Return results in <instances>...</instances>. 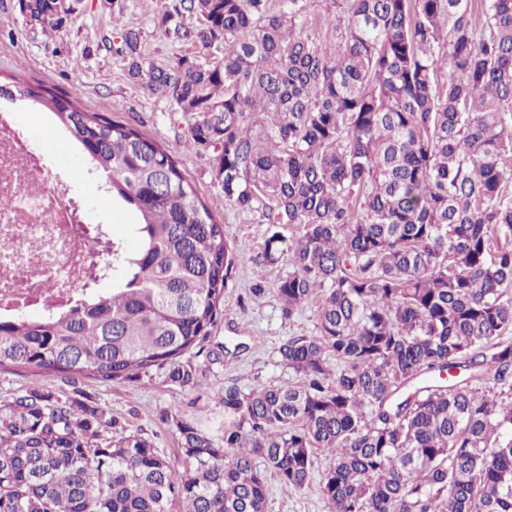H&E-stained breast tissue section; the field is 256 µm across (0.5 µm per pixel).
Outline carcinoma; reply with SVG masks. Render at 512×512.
<instances>
[{
	"label": "carcinoma",
	"mask_w": 512,
	"mask_h": 512,
	"mask_svg": "<svg viewBox=\"0 0 512 512\" xmlns=\"http://www.w3.org/2000/svg\"><path fill=\"white\" fill-rule=\"evenodd\" d=\"M62 2L18 5L52 35ZM324 2L322 39L295 27L303 0H179L165 35L222 41L221 60L145 67L133 29L121 49L217 154L225 203L272 202L262 261L292 267L284 315L322 292L316 334L278 349L299 381L219 388V436L177 422L181 473L81 392L0 399V512H266L267 475L301 491L318 451L328 512H512V0ZM1 96L52 112L141 223L134 250L94 228L110 290L0 316V368L199 386L185 355L244 246L170 148L75 94L14 81Z\"/></svg>",
	"instance_id": "1"
}]
</instances>
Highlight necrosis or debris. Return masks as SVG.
Segmentation results:
<instances>
[{
  "label": "necrosis or debris",
  "instance_id": "4bbe7bcc",
  "mask_svg": "<svg viewBox=\"0 0 512 512\" xmlns=\"http://www.w3.org/2000/svg\"><path fill=\"white\" fill-rule=\"evenodd\" d=\"M63 182L13 113L1 112L0 314L46 311L100 278L107 260L93 250L79 207L58 194Z\"/></svg>",
  "mask_w": 512,
  "mask_h": 512
}]
</instances>
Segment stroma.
<instances>
[{
    "label": "stroma",
    "mask_w": 512,
    "mask_h": 512,
    "mask_svg": "<svg viewBox=\"0 0 512 512\" xmlns=\"http://www.w3.org/2000/svg\"><path fill=\"white\" fill-rule=\"evenodd\" d=\"M112 2L64 0L69 20L56 35L47 37L27 24L17 0H0V81L16 76L34 85L77 92L83 110L107 114L172 147L179 170L223 223L226 239L245 243L246 250L224 288L221 315L189 356L204 374L200 387L173 386L161 370L143 382L120 385L84 376L72 383L52 377L42 380L32 372L0 369V398L41 380L62 396L83 392L111 410L119 425L144 433L176 465L181 461L178 421L208 428L223 412L214 397L216 389L233 383L248 392L264 383L295 382V373L281 363L278 349L291 337L315 335L320 300L312 298L292 316H284L277 288L289 266L284 261L260 262L270 233L265 204L250 211L227 205L212 160L198 153L188 138V115L129 74L119 49L125 29L131 27L139 33L144 63L162 65L175 56L192 54V47L169 41L160 26L162 15L177 0H120L124 10L119 15ZM28 129L36 146L68 176L60 188L62 198L80 200L88 224L103 225L110 235L130 239L131 227L139 221L137 213L113 206L103 176L90 171L81 151L47 122L29 123ZM258 280L265 291L256 297L251 288ZM219 343L224 355L215 363L209 353ZM267 487V512H328L318 483L295 491L271 476Z\"/></svg>",
    "instance_id": "1"
}]
</instances>
